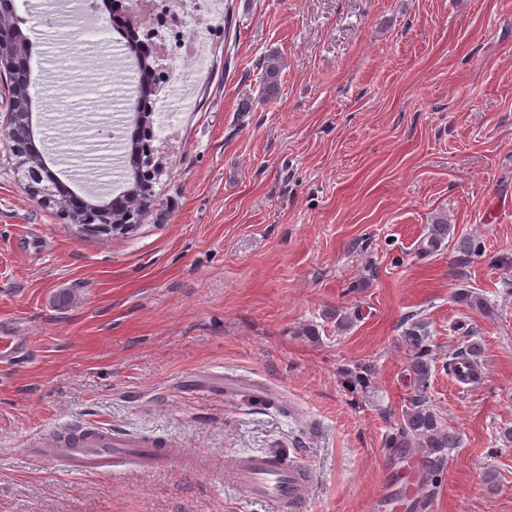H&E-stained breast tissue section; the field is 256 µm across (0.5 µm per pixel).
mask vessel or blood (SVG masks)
<instances>
[{"label":"vessel or blood","mask_w":512,"mask_h":512,"mask_svg":"<svg viewBox=\"0 0 512 512\" xmlns=\"http://www.w3.org/2000/svg\"><path fill=\"white\" fill-rule=\"evenodd\" d=\"M26 346V337L19 335L14 323L0 321V354L18 359L25 354ZM25 453L36 461H49L85 475L117 474L133 465L152 469L168 460L161 449L116 436L108 428L89 434L61 430L43 447L31 446ZM225 481L240 497L262 502L270 512H299L309 497L313 477L303 465H286L268 454H244L226 469ZM382 488L384 496H404L417 512H435L436 504L426 497L418 477L399 480L387 466L382 470Z\"/></svg>","instance_id":"b4317fda"}]
</instances>
